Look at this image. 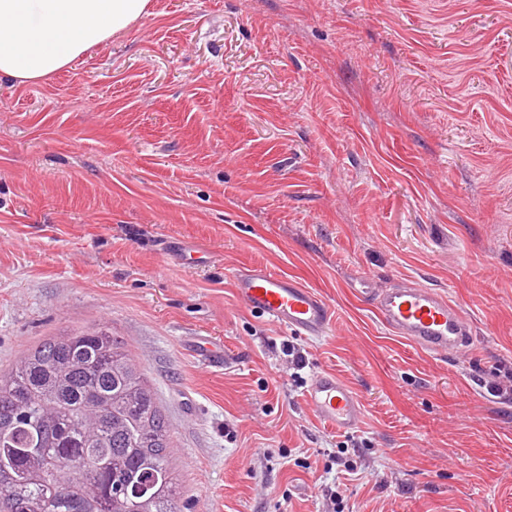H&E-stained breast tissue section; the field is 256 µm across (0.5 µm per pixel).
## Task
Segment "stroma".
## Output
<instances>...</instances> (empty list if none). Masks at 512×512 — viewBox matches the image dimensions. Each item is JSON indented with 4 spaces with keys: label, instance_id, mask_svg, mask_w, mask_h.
I'll return each mask as SVG.
<instances>
[{
    "label": "stroma",
    "instance_id": "stroma-1",
    "mask_svg": "<svg viewBox=\"0 0 512 512\" xmlns=\"http://www.w3.org/2000/svg\"><path fill=\"white\" fill-rule=\"evenodd\" d=\"M256 265L316 290L327 333L248 309L232 273ZM404 280L470 341L394 336L373 294ZM78 327L152 385L182 512H321L331 488L344 512H512V393L489 389L512 373V0H152L1 83L0 369ZM322 372L362 400L353 432L307 406Z\"/></svg>",
    "mask_w": 512,
    "mask_h": 512
}]
</instances>
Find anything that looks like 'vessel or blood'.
Returning <instances> with one entry per match:
<instances>
[{"label": "vessel or blood", "mask_w": 512, "mask_h": 512, "mask_svg": "<svg viewBox=\"0 0 512 512\" xmlns=\"http://www.w3.org/2000/svg\"><path fill=\"white\" fill-rule=\"evenodd\" d=\"M232 279L246 307L300 335L322 336L332 323L326 301L294 278L254 266L236 271ZM376 309L395 336L435 355L458 350L470 334L463 313L433 288L406 282L381 290ZM305 400L319 421L339 432L354 431L364 416L353 388L333 373L317 374Z\"/></svg>", "instance_id": "b4317fda"}]
</instances>
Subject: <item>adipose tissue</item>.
Returning a JSON list of instances; mask_svg holds the SVG:
<instances>
[{
    "label": "adipose tissue",
    "instance_id": "adipose-tissue-1",
    "mask_svg": "<svg viewBox=\"0 0 512 512\" xmlns=\"http://www.w3.org/2000/svg\"><path fill=\"white\" fill-rule=\"evenodd\" d=\"M151 0H0V82L36 85L151 13Z\"/></svg>",
    "mask_w": 512,
    "mask_h": 512
}]
</instances>
